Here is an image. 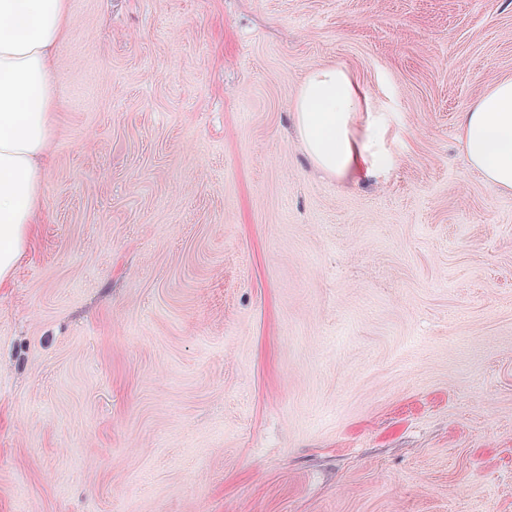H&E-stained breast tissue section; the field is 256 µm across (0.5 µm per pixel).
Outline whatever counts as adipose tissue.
Here are the masks:
<instances>
[{
	"instance_id": "adipose-tissue-1",
	"label": "adipose tissue",
	"mask_w": 512,
	"mask_h": 512,
	"mask_svg": "<svg viewBox=\"0 0 512 512\" xmlns=\"http://www.w3.org/2000/svg\"><path fill=\"white\" fill-rule=\"evenodd\" d=\"M73 19L69 0H0V288L8 285L43 205V167L58 110L56 49ZM295 128L317 169L344 184L387 163L386 129L356 77L337 65L312 70L295 102ZM467 164L496 192L512 193V78L461 114Z\"/></svg>"
}]
</instances>
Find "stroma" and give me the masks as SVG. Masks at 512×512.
Segmentation results:
<instances>
[{
	"label": "stroma",
	"instance_id": "stroma-1",
	"mask_svg": "<svg viewBox=\"0 0 512 512\" xmlns=\"http://www.w3.org/2000/svg\"><path fill=\"white\" fill-rule=\"evenodd\" d=\"M0 288V512H512V194L457 121L512 0H69ZM354 73L390 166L296 136ZM295 128L315 167L344 184L373 176L387 163L380 148L385 125L369 112L356 77L341 66H321L305 77L295 102Z\"/></svg>",
	"mask_w": 512,
	"mask_h": 512
}]
</instances>
